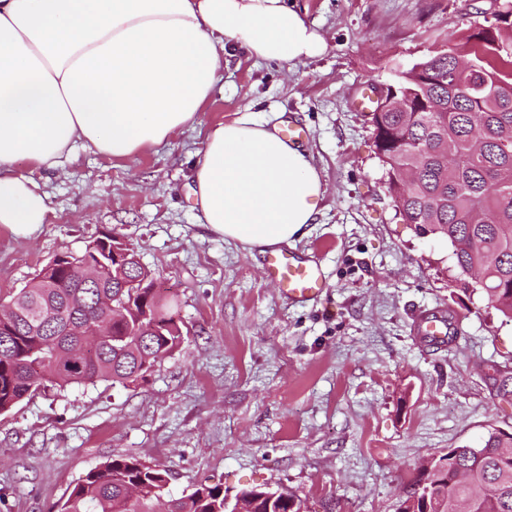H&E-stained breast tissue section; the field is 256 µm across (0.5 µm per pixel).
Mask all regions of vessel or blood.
Masks as SVG:
<instances>
[{
    "instance_id": "vessel-or-blood-1",
    "label": "vessel or blood",
    "mask_w": 512,
    "mask_h": 512,
    "mask_svg": "<svg viewBox=\"0 0 512 512\" xmlns=\"http://www.w3.org/2000/svg\"><path fill=\"white\" fill-rule=\"evenodd\" d=\"M265 275L280 292L294 303L318 299L325 288L319 266L296 253H269L265 256ZM416 328L426 342L444 348L452 343L448 318L441 313L422 314Z\"/></svg>"
}]
</instances>
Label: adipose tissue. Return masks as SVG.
Instances as JSON below:
<instances>
[{
	"mask_svg": "<svg viewBox=\"0 0 512 512\" xmlns=\"http://www.w3.org/2000/svg\"><path fill=\"white\" fill-rule=\"evenodd\" d=\"M229 48L297 63L327 44L285 0H0V227L48 220L21 162L133 161L195 127ZM190 177L208 227L260 251L300 240L326 192L307 149L248 113L207 133Z\"/></svg>",
	"mask_w": 512,
	"mask_h": 512,
	"instance_id": "1",
	"label": "adipose tissue"
}]
</instances>
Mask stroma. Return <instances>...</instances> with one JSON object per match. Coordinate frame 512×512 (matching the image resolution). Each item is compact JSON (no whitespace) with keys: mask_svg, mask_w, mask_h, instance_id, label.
Here are the masks:
<instances>
[{"mask_svg":"<svg viewBox=\"0 0 512 512\" xmlns=\"http://www.w3.org/2000/svg\"><path fill=\"white\" fill-rule=\"evenodd\" d=\"M327 42L290 67L224 54L196 127L126 163L78 151L65 173L33 170L49 221L0 228V296L56 254L105 231L132 243L176 306L183 341L143 379L71 387L0 415V512H55L87 472L132 455L198 484L283 486L309 512H397L423 460L512 431V321L463 291L447 242L398 214L358 100L512 0H290ZM302 126L327 192L295 253L318 262L320 301L292 303L262 254L224 240L194 204L190 167L207 130L249 113ZM460 331L436 348L417 313Z\"/></svg>","mask_w":512,"mask_h":512,"instance_id":"stroma-1","label":"stroma"}]
</instances>
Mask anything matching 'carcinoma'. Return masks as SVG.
Returning <instances> with one entry per match:
<instances>
[{
  "mask_svg": "<svg viewBox=\"0 0 512 512\" xmlns=\"http://www.w3.org/2000/svg\"><path fill=\"white\" fill-rule=\"evenodd\" d=\"M470 71L458 48L420 61L395 82V100L373 112L374 142L403 221L448 241L454 269L483 277L487 305L512 319V9L465 37ZM128 305L129 323L110 336H73L75 318L91 320L100 295ZM11 335L0 331V415L52 390L144 378L183 340L170 307L149 288L118 277L88 286L64 269L38 270L9 296ZM161 326L140 341L127 335L145 313ZM169 473L135 457L112 458L80 478L59 512H229L224 489L168 491ZM243 512H301L295 493L240 490ZM512 512V433L491 428L476 446L451 448L418 472L398 512Z\"/></svg>",
  "mask_w": 512,
  "mask_h": 512,
  "instance_id": "obj_1",
  "label": "carcinoma"
}]
</instances>
